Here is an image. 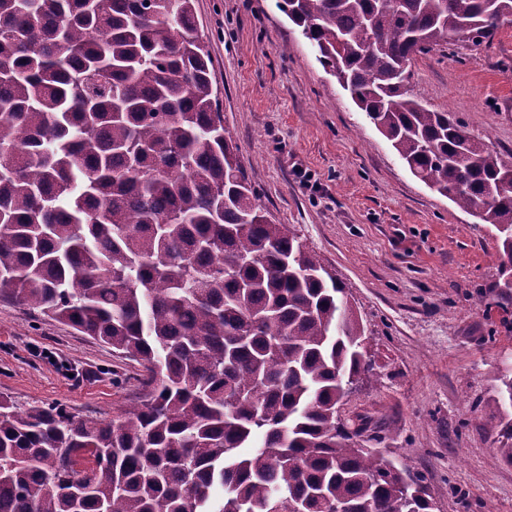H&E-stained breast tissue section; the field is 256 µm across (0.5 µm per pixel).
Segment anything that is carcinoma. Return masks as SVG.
<instances>
[{"label":"carcinoma","instance_id":"obj_1","mask_svg":"<svg viewBox=\"0 0 512 512\" xmlns=\"http://www.w3.org/2000/svg\"><path fill=\"white\" fill-rule=\"evenodd\" d=\"M278 8L410 172L497 230L488 287L512 302V156L407 87L417 56L490 43L512 0ZM210 66L194 0H0V301L112 347L144 390L112 421L1 398L0 512H432L423 476L341 423L372 370L363 319L266 216Z\"/></svg>","mask_w":512,"mask_h":512}]
</instances>
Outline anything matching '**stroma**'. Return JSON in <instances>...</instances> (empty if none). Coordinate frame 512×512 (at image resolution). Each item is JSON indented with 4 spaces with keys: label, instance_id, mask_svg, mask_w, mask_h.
<instances>
[{
    "label": "stroma",
    "instance_id": "obj_1",
    "mask_svg": "<svg viewBox=\"0 0 512 512\" xmlns=\"http://www.w3.org/2000/svg\"><path fill=\"white\" fill-rule=\"evenodd\" d=\"M218 103L248 176L345 285L377 376L344 417L381 418L385 456L427 479L434 512H512L487 404L512 370V304L487 285L497 232L414 177L280 12L277 0H195ZM411 89L512 156V23L483 50L415 58ZM139 366L72 327L0 301V397L121 416Z\"/></svg>",
    "mask_w": 512,
    "mask_h": 512
}]
</instances>
